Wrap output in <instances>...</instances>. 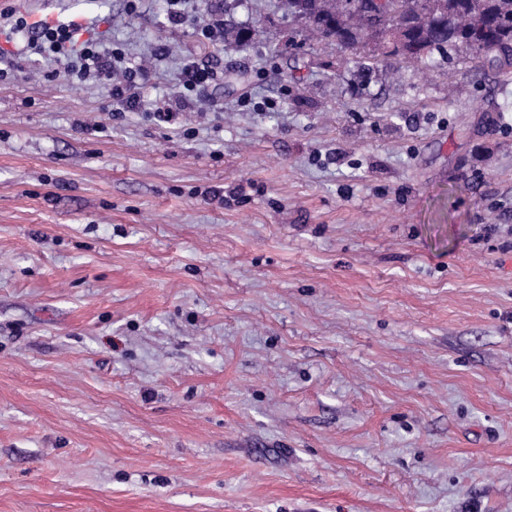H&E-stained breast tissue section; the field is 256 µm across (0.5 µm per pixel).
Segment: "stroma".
<instances>
[{"mask_svg": "<svg viewBox=\"0 0 512 512\" xmlns=\"http://www.w3.org/2000/svg\"><path fill=\"white\" fill-rule=\"evenodd\" d=\"M187 10L0 0L153 70L117 113L0 34V512H512V68ZM198 34L206 41L212 42L218 38H224V34L234 37L238 41H246L253 34V29L248 31L237 30L236 28L225 26L224 19L219 16H211L208 21L198 28ZM185 71L187 79L184 85L189 92H194L197 88H204L216 77V73L211 68L201 67L196 62L187 64Z\"/></svg>", "mask_w": 512, "mask_h": 512, "instance_id": "1", "label": "stroma"}]
</instances>
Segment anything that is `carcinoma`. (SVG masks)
I'll return each mask as SVG.
<instances>
[{
	"mask_svg": "<svg viewBox=\"0 0 512 512\" xmlns=\"http://www.w3.org/2000/svg\"><path fill=\"white\" fill-rule=\"evenodd\" d=\"M304 24L351 52L358 63L402 57L421 60L462 48L512 66V0H385L373 26L368 0H305Z\"/></svg>",
	"mask_w": 512,
	"mask_h": 512,
	"instance_id": "1",
	"label": "carcinoma"
}]
</instances>
